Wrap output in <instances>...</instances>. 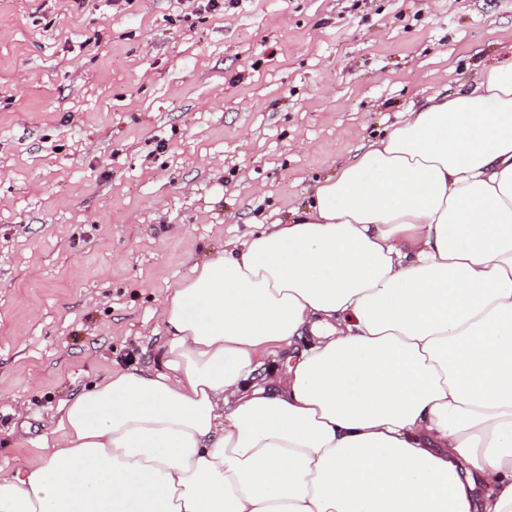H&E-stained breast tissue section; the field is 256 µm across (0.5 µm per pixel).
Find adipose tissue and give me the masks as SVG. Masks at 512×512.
<instances>
[{
  "label": "adipose tissue",
  "mask_w": 512,
  "mask_h": 512,
  "mask_svg": "<svg viewBox=\"0 0 512 512\" xmlns=\"http://www.w3.org/2000/svg\"><path fill=\"white\" fill-rule=\"evenodd\" d=\"M159 317L156 364L68 401L0 512H512V47Z\"/></svg>",
  "instance_id": "1"
}]
</instances>
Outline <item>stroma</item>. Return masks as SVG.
I'll list each match as a JSON object with an SVG mask.
<instances>
[{"label":"stroma","mask_w":512,"mask_h":512,"mask_svg":"<svg viewBox=\"0 0 512 512\" xmlns=\"http://www.w3.org/2000/svg\"><path fill=\"white\" fill-rule=\"evenodd\" d=\"M511 46L512 0H0V469L205 254Z\"/></svg>","instance_id":"1"}]
</instances>
